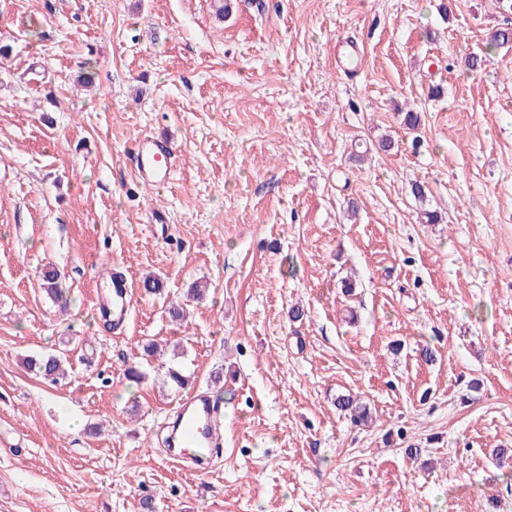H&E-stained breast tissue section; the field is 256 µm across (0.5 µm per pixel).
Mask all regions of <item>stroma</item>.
<instances>
[{
    "instance_id": "35a3bbf8",
    "label": "stroma",
    "mask_w": 512,
    "mask_h": 512,
    "mask_svg": "<svg viewBox=\"0 0 512 512\" xmlns=\"http://www.w3.org/2000/svg\"><path fill=\"white\" fill-rule=\"evenodd\" d=\"M505 16L502 0H0V512L146 496L512 512L492 455L512 448V47L489 44ZM149 136L173 154L155 186ZM110 272L131 286L118 327L95 305ZM62 349L58 383L28 369ZM172 369L224 407L207 468L165 457ZM168 155L169 152L163 145L145 139L139 156V178L154 183L166 180L171 171L167 163ZM163 159L165 169L159 165ZM338 410L344 412L355 425L361 424L369 418V411L366 405H361L357 400L347 394H339L334 400Z\"/></svg>"
}]
</instances>
